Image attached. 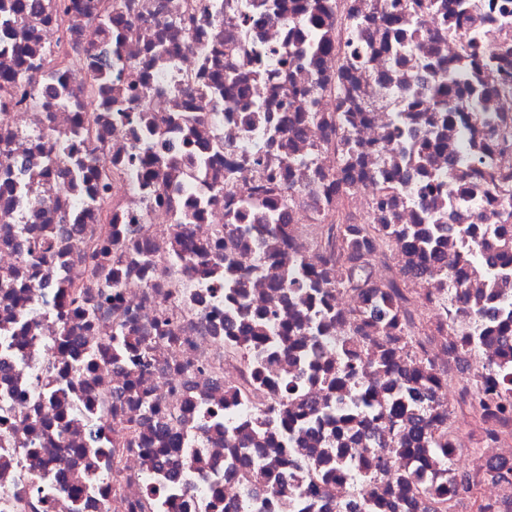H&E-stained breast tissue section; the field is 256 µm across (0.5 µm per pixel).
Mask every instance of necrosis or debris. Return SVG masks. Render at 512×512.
Segmentation results:
<instances>
[{
  "instance_id": "obj_1",
  "label": "necrosis or debris",
  "mask_w": 512,
  "mask_h": 512,
  "mask_svg": "<svg viewBox=\"0 0 512 512\" xmlns=\"http://www.w3.org/2000/svg\"><path fill=\"white\" fill-rule=\"evenodd\" d=\"M25 2L0 0V512H366L374 491L392 512L410 469L470 512L455 479L512 469V406L484 425L463 403L512 376V87L436 92L478 61L512 78L490 60L512 0H468L470 26L448 0ZM432 224L436 267L400 240ZM410 316L436 326L418 350ZM383 336L433 369L392 427L352 408L402 399ZM421 420L457 429L447 458L365 466Z\"/></svg>"
}]
</instances>
